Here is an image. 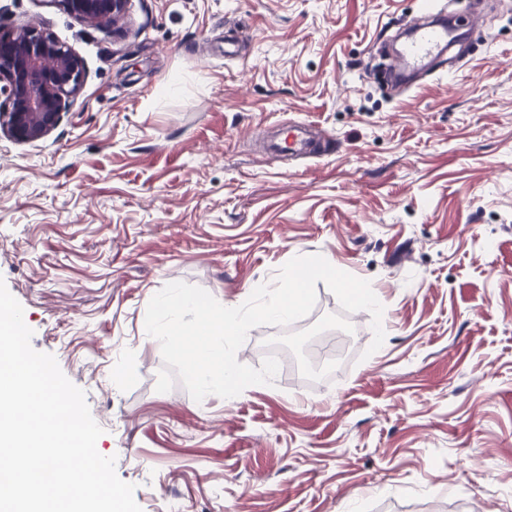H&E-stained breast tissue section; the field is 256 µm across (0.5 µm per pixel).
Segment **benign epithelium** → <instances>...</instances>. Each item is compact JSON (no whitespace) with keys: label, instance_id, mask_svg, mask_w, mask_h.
I'll return each mask as SVG.
<instances>
[{"label":"benign epithelium","instance_id":"7a95c632","mask_svg":"<svg viewBox=\"0 0 512 512\" xmlns=\"http://www.w3.org/2000/svg\"><path fill=\"white\" fill-rule=\"evenodd\" d=\"M76 19L114 29L126 24L131 0H56ZM84 64L68 46L32 27L0 26V131L18 141L46 136L65 99L82 86Z\"/></svg>","mask_w":512,"mask_h":512}]
</instances>
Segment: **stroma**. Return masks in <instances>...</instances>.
I'll list each match as a JSON object with an SVG mask.
<instances>
[{"mask_svg": "<svg viewBox=\"0 0 512 512\" xmlns=\"http://www.w3.org/2000/svg\"><path fill=\"white\" fill-rule=\"evenodd\" d=\"M422 0H132L119 32L0 0L84 61L46 137L0 133V278L37 351L102 427L142 512H512V0L460 65L384 93L361 64ZM310 124L313 154L263 136ZM367 280L385 339L324 388L312 342L371 335L324 284L249 331L272 384L155 389L149 298L182 281L243 304L296 256Z\"/></svg>", "mask_w": 512, "mask_h": 512, "instance_id": "stroma-1", "label": "stroma"}]
</instances>
